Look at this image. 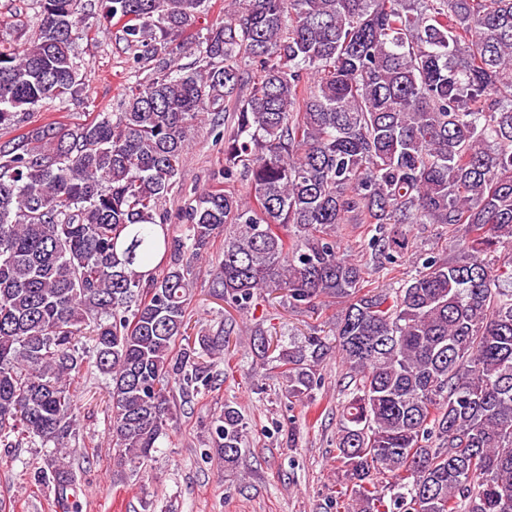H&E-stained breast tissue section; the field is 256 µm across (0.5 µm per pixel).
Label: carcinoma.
<instances>
[{"instance_id": "obj_1", "label": "carcinoma", "mask_w": 512, "mask_h": 512, "mask_svg": "<svg viewBox=\"0 0 512 512\" xmlns=\"http://www.w3.org/2000/svg\"><path fill=\"white\" fill-rule=\"evenodd\" d=\"M103 2L152 76L117 112L0 142V443L54 444L41 479L69 512L62 450L92 362L110 378L115 460H151L174 422L171 380L212 387L203 357L224 351L222 326L187 335L196 260L222 235L212 295L241 311L262 291L311 312L343 304L330 336L285 346L260 330L254 346L276 354L297 401L330 352L348 366L345 512H512V0H232L191 67L182 35L207 0ZM36 3L35 36L0 46V126L79 91L92 10ZM228 103L224 162L184 202L178 239L163 203L190 131ZM342 224L367 225L381 265L407 250L388 224L464 239L378 289L340 250ZM211 435L235 468L241 411L224 405Z\"/></svg>"}]
</instances>
